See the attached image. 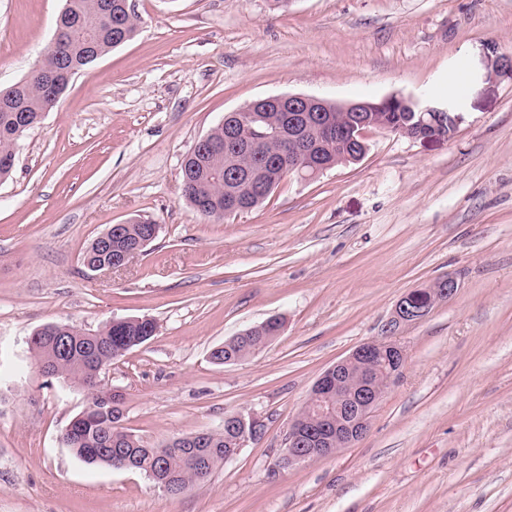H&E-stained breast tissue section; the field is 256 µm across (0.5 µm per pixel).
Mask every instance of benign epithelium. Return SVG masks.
<instances>
[{"instance_id": "benign-epithelium-1", "label": "benign epithelium", "mask_w": 512, "mask_h": 512, "mask_svg": "<svg viewBox=\"0 0 512 512\" xmlns=\"http://www.w3.org/2000/svg\"><path fill=\"white\" fill-rule=\"evenodd\" d=\"M270 104H288L292 112L288 123H269L252 102L235 114V122L228 128L227 138L236 147L253 149L275 141L281 146V156L288 159V170L305 180H313L327 170L321 150L341 136L351 132L364 139L369 130V112H382L395 107L418 113L420 126L446 125L454 128L455 118L448 111L429 107L403 95H391L378 101L358 100L336 104L338 112H355L351 128L339 125L321 114L327 101L308 95L288 94L263 98ZM137 244L116 251L112 264L94 266L93 272H110L125 266L143 252ZM457 280L450 276L441 279V287L428 288L430 301L422 306L409 291L401 296L392 316L385 325L384 336L356 347L345 359L326 369L315 381L305 404L306 412L291 422L286 439L285 463L288 466L311 462L325 457L360 440L368 430L369 418L382 400L391 383L403 372L406 356L396 342L390 340L400 329L425 318L433 307L451 299L457 292ZM224 423L239 429L238 447L261 435V422L253 417L231 414Z\"/></svg>"}]
</instances>
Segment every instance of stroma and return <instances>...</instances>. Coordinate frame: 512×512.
<instances>
[{
  "mask_svg": "<svg viewBox=\"0 0 512 512\" xmlns=\"http://www.w3.org/2000/svg\"><path fill=\"white\" fill-rule=\"evenodd\" d=\"M132 40L73 76L0 182V512H512V0H129ZM65 0H0V88L42 61ZM465 75L462 95L448 83ZM399 94L455 117L445 139L381 130L311 181L223 219L182 195V162L225 113L274 95ZM158 224L109 274L81 255L113 224ZM459 288L395 334L406 366L362 439L277 461L317 377L381 337L400 297ZM277 316L255 356L210 352ZM150 318L114 362L123 427L151 445L259 418L260 438L172 497L59 440L85 405L39 374L46 323Z\"/></svg>",
  "mask_w": 512,
  "mask_h": 512,
  "instance_id": "stroma-1",
  "label": "stroma"
}]
</instances>
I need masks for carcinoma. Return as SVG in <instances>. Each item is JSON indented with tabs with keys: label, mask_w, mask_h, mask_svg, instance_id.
<instances>
[{
	"label": "carcinoma",
	"mask_w": 512,
	"mask_h": 512,
	"mask_svg": "<svg viewBox=\"0 0 512 512\" xmlns=\"http://www.w3.org/2000/svg\"><path fill=\"white\" fill-rule=\"evenodd\" d=\"M61 35L48 48L40 67L13 85L0 89V179L11 176L19 139L18 121L38 124L44 112L53 107L68 87L66 75L92 63L98 56L118 46L117 39L129 41L137 30V19L121 7V0H65L56 20ZM382 123L394 135L414 123L412 113L379 112ZM211 144L197 151L184 163L182 193L189 204L206 218H218L212 209L226 205L236 193L252 207L267 198L261 185L279 184L285 173L275 167L279 145L269 142L250 151L236 150L225 141L226 131L218 125L210 131ZM250 170L258 185L251 188L237 181L234 174ZM148 220H137L124 227L126 243H134L150 228ZM151 320L132 319L122 329L110 325L97 330L96 343L86 340L87 332L68 325L56 331L44 325L33 332L39 340L28 344L29 353L38 363L51 367L54 377L72 384L87 382L96 365L113 363L136 347L140 339L154 336ZM263 334L229 340L210 353L216 364L246 360L265 347ZM124 401L90 392V399L80 416L70 420L72 429L64 435L72 454L89 465L115 470H135L147 478L162 477L179 481L185 487L206 483L226 455L237 448L236 434L228 429L215 431L199 440L194 435L172 437L160 446H146L141 438L121 426Z\"/></svg>",
	"instance_id": "carcinoma-1"
}]
</instances>
